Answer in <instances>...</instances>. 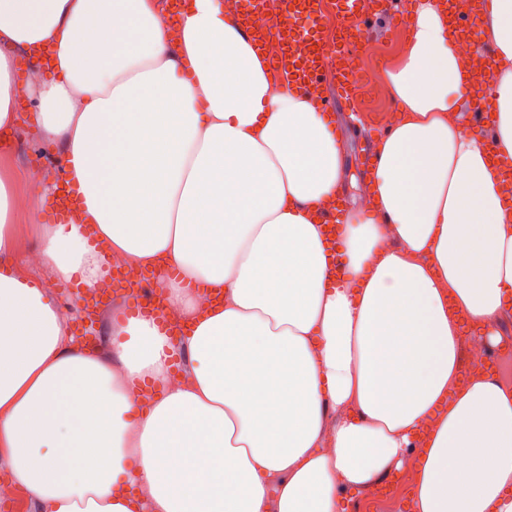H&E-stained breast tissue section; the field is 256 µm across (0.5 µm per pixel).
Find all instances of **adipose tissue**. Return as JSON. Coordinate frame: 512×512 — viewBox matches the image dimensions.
I'll return each mask as SVG.
<instances>
[{
	"label": "adipose tissue",
	"instance_id": "1",
	"mask_svg": "<svg viewBox=\"0 0 512 512\" xmlns=\"http://www.w3.org/2000/svg\"><path fill=\"white\" fill-rule=\"evenodd\" d=\"M166 4L0 0V130L16 122L12 48L49 49L37 136L62 145L81 200L79 222L43 226L41 268L92 293L102 250L118 253L159 274L183 324L175 341L118 320L115 359L81 349L13 263L0 174L14 480L39 512H345L344 491L408 462L415 512H512V383L460 364L464 337L497 346L512 308V0L478 20L488 138L460 121L474 84L448 10L419 0L386 74L397 118L365 179L374 207L343 212L337 279L318 213L344 195V151L326 115L226 0H188L172 23ZM183 354L189 382L169 386ZM147 380L160 388L143 404L129 390Z\"/></svg>",
	"mask_w": 512,
	"mask_h": 512
}]
</instances>
